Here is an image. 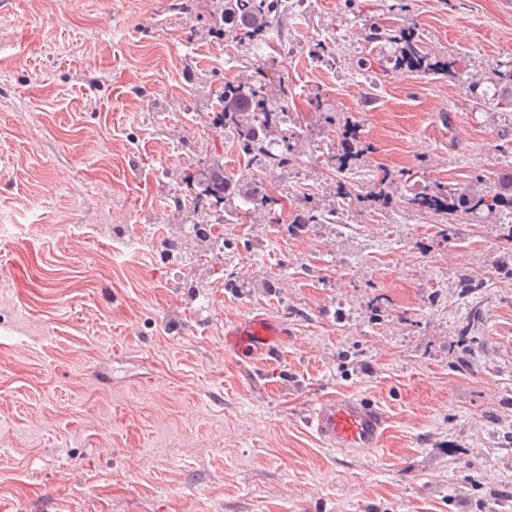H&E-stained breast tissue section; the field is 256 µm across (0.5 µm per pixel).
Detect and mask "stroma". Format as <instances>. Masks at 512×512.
Instances as JSON below:
<instances>
[{"mask_svg": "<svg viewBox=\"0 0 512 512\" xmlns=\"http://www.w3.org/2000/svg\"><path fill=\"white\" fill-rule=\"evenodd\" d=\"M181 0H0V512H512V227L444 226L405 208L420 181L471 187L507 169V116L468 102L512 44V0H317L294 15L280 73L290 112L309 100L361 125L359 165L387 169L392 212L352 202L349 224H228L223 259L165 241L193 219L189 172L223 154L204 83L236 78L237 52ZM415 25L453 51L457 75L398 72L381 84L314 60L328 28L343 57L369 53L368 17ZM300 139L278 178L327 204L334 182ZM401 223H394V215ZM153 247L113 248L117 232ZM484 288H463L465 275ZM479 343L456 367L471 308ZM288 327L271 363L242 365L224 326ZM359 395L390 419L384 448L350 456L306 424L327 395Z\"/></svg>", "mask_w": 512, "mask_h": 512, "instance_id": "obj_1", "label": "stroma"}]
</instances>
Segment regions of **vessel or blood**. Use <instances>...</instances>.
<instances>
[{
  "instance_id": "obj_1",
  "label": "vessel or blood",
  "mask_w": 512,
  "mask_h": 512,
  "mask_svg": "<svg viewBox=\"0 0 512 512\" xmlns=\"http://www.w3.org/2000/svg\"><path fill=\"white\" fill-rule=\"evenodd\" d=\"M287 344V327L265 317L256 316L224 328V349L240 362L251 363L260 358L275 361ZM307 424L326 444L352 454L379 452L388 430L383 410L358 396L332 395L321 399Z\"/></svg>"
}]
</instances>
